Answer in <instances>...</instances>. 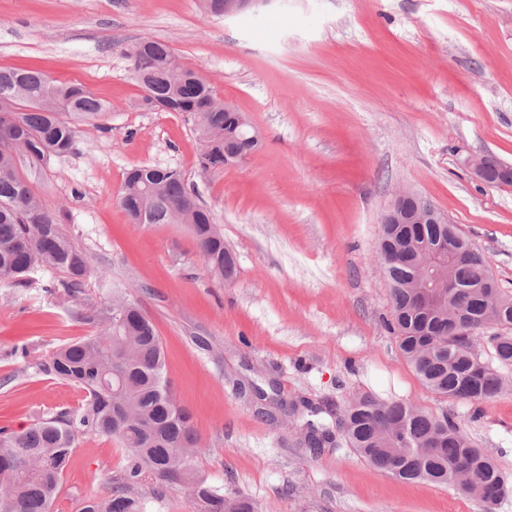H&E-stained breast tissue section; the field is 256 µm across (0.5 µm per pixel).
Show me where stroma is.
Instances as JSON below:
<instances>
[{
	"mask_svg": "<svg viewBox=\"0 0 512 512\" xmlns=\"http://www.w3.org/2000/svg\"><path fill=\"white\" fill-rule=\"evenodd\" d=\"M149 37L245 113L262 145L198 171L180 112L140 108L126 58ZM0 67L37 68L108 106L75 120L78 149L17 167L87 258L77 298L0 282V427L85 393L38 368L91 335L78 313L108 296L152 321L176 400L194 415L197 466L258 512H483L454 488L405 482L352 449L312 456L263 418L256 388L344 407L371 394L452 417L512 476V389L470 402L433 393L403 357L380 264L395 192L447 213L512 296V186L476 181L475 156L512 164V0H266L230 18L198 0H0ZM182 171L236 257L226 283L187 224H135L117 195L136 167ZM115 440L79 439L54 512H77L119 474Z\"/></svg>",
	"mask_w": 512,
	"mask_h": 512,
	"instance_id": "stroma-1",
	"label": "stroma"
}]
</instances>
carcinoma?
Masks as SVG:
<instances>
[{
    "mask_svg": "<svg viewBox=\"0 0 512 512\" xmlns=\"http://www.w3.org/2000/svg\"><path fill=\"white\" fill-rule=\"evenodd\" d=\"M131 70L152 97L154 109L187 114V122L205 143L198 155L201 170L224 165V131L254 148L250 132L237 126V113L224 111L212 87L189 69L178 81L171 75L177 57L172 48L144 38L126 53ZM106 107L84 85L60 83L35 68L0 67V280L28 283L38 272L54 270L63 280L51 281L47 292L74 297L89 274L85 255L61 231L55 209L35 196L17 169V157L45 165L76 149L69 118L97 120ZM190 190L181 171L144 166L128 173L118 194L120 206L149 224H189L206 268L222 280L236 274L231 252L215 227L211 212L189 205ZM412 234L427 241L448 236L472 251L471 259L454 266L460 287L452 298L424 305L414 283L427 259L398 265L387 273L392 301L390 330L418 378L443 397L480 401L500 395L509 380L481 361L476 342L487 336L497 358L512 362V297L495 286L485 256L458 233L453 224H385L383 239L400 241ZM96 331L58 348L41 370L87 393L84 407L62 410L19 430L0 428V512H52L62 474L77 441L85 435L117 441L123 466L103 496L80 501L78 512H145L146 503L129 485L145 483L185 487L197 512H224V489L198 471L197 452L182 459L181 470L168 469L170 458L196 446L192 415L175 408L165 375L163 347L152 323L139 310L121 309L107 298L80 312ZM123 380L112 394V368ZM269 407L300 427V444L313 455L336 443L340 431L349 447L376 469L397 477L451 486L481 498L509 478L489 455L476 448L459 424L436 418L402 402L385 403L371 395L353 398L341 413L307 400Z\"/></svg>",
    "mask_w": 512,
    "mask_h": 512,
    "instance_id": "carcinoma-1",
    "label": "carcinoma"
}]
</instances>
